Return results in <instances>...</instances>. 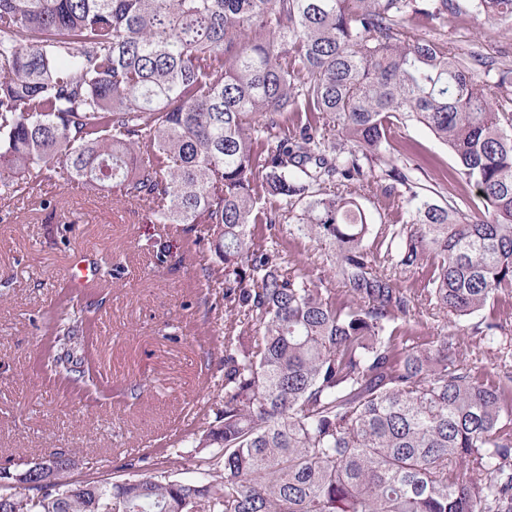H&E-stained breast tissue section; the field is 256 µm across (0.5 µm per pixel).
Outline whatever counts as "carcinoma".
<instances>
[{
	"label": "carcinoma",
	"instance_id": "1",
	"mask_svg": "<svg viewBox=\"0 0 512 512\" xmlns=\"http://www.w3.org/2000/svg\"><path fill=\"white\" fill-rule=\"evenodd\" d=\"M512 31V0H473ZM453 0H0V207L63 180L212 229L224 265V395L198 422L206 478L164 466L66 481L0 476L8 512H512V373L484 380L448 337L408 344L418 298L465 321L512 298V72L420 36ZM457 157L487 211L413 191L390 152L404 121ZM404 186L374 227L359 192ZM340 185L342 191L332 190ZM334 247L336 276L282 265L254 224ZM376 248L367 245L369 238ZM93 303L55 313V374L84 384ZM502 326L470 335L492 341Z\"/></svg>",
	"mask_w": 512,
	"mask_h": 512
}]
</instances>
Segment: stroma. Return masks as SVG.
<instances>
[{
  "label": "stroma",
  "mask_w": 512,
  "mask_h": 512,
  "mask_svg": "<svg viewBox=\"0 0 512 512\" xmlns=\"http://www.w3.org/2000/svg\"><path fill=\"white\" fill-rule=\"evenodd\" d=\"M446 26L423 24L419 33L445 35L461 55L478 52L496 67L512 69V34L477 19L472 0H454ZM395 156L410 161L417 192L445 204L438 191L443 171L458 162L428 129L409 121L391 141ZM405 187L394 194L365 190L361 204L372 224L401 220ZM50 207H41V200ZM146 210L110 193H81L63 182L35 188L28 205L0 210V467L23 468L51 449L80 451L87 463L76 477L117 476L124 461L152 451L181 449L179 477H202L192 450L191 408L219 407L224 383V317L203 275L217 261L207 247L186 248L172 224H152ZM255 237L275 235L285 267L304 262L314 275H328L337 297L345 287L333 276L328 243L294 233L292 225L253 227ZM170 248L181 262L159 265V249ZM95 262L89 289L72 287L68 266L75 254ZM98 305L87 336L94 383L81 391L43 372L49 335L46 318L64 294ZM485 317L503 327L498 343L475 346L461 323L426 309L411 341L448 337L457 356L496 376L504 350L512 349V301L495 304Z\"/></svg>",
  "instance_id": "1"
}]
</instances>
